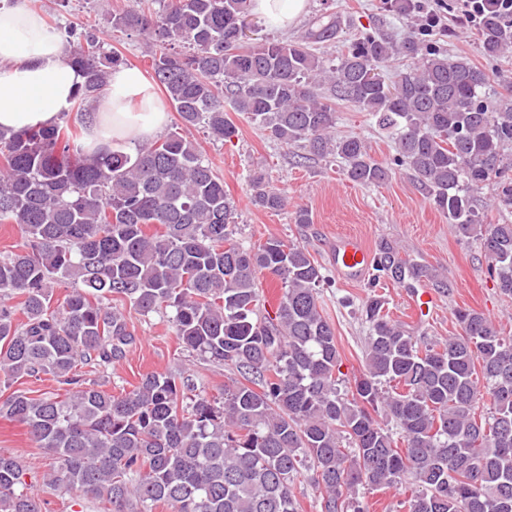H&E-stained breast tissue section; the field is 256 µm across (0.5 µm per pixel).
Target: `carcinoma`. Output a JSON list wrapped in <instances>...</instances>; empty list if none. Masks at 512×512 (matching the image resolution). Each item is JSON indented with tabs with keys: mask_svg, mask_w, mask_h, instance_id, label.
Listing matches in <instances>:
<instances>
[{
	"mask_svg": "<svg viewBox=\"0 0 512 512\" xmlns=\"http://www.w3.org/2000/svg\"><path fill=\"white\" fill-rule=\"evenodd\" d=\"M382 9L413 31L400 39L375 28L337 59L315 52L343 33L334 11L290 41L239 35L250 0H159L113 14L112 27L144 42L152 80L186 128L227 143L237 133L227 112H241L300 159H341L356 184L407 170L459 236L481 242L496 287L512 297V223L486 224L474 204L496 184L499 203L512 205V97L487 95L489 74L442 50L420 0H383ZM470 27L483 57L512 49V17L498 0H482ZM65 34L84 78L70 111L48 128L0 131V224L21 236L0 257V385L50 375L65 390H15L0 398V416L55 457L43 483L111 512H301L295 488L305 482L319 512H369L359 489L407 485L408 512H512V336L458 308L461 333L425 341L373 293L359 307L363 371L340 383L321 265L277 238L241 242L224 179L176 130L132 155L86 153L80 131L126 59L74 26ZM394 58L413 66L388 83L382 69ZM338 101L387 131L390 164L361 138L335 134ZM247 183L254 206H288L263 174ZM373 270L376 282L438 279L390 241L379 243ZM262 274L282 284L269 310ZM63 281L71 291L54 308ZM126 304L239 378L216 395L185 370L143 374L128 391L101 388L89 370L120 362L137 342ZM27 475L0 453V512H42Z\"/></svg>",
	"mask_w": 512,
	"mask_h": 512,
	"instance_id": "obj_1",
	"label": "carcinoma"
}]
</instances>
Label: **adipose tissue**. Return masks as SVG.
<instances>
[{"label": "adipose tissue", "mask_w": 512, "mask_h": 512, "mask_svg": "<svg viewBox=\"0 0 512 512\" xmlns=\"http://www.w3.org/2000/svg\"><path fill=\"white\" fill-rule=\"evenodd\" d=\"M308 0H252V9L277 29L292 28ZM68 44L27 0L0 6V130L49 127L66 112L81 76L67 58ZM168 108L133 67L113 71L94 104L85 145L128 150L152 140L165 127Z\"/></svg>", "instance_id": "adipose-tissue-1"}]
</instances>
